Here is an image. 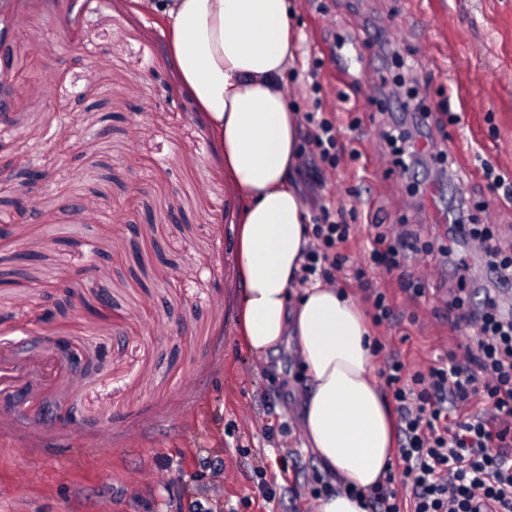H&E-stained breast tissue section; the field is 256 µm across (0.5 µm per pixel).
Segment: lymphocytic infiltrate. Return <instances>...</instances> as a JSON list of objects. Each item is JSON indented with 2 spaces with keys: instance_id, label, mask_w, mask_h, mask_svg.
Returning <instances> with one entry per match:
<instances>
[{
  "instance_id": "1",
  "label": "lymphocytic infiltrate",
  "mask_w": 512,
  "mask_h": 512,
  "mask_svg": "<svg viewBox=\"0 0 512 512\" xmlns=\"http://www.w3.org/2000/svg\"><path fill=\"white\" fill-rule=\"evenodd\" d=\"M303 125L310 153L300 164L323 177L338 167L345 147L325 113H304ZM458 230L485 253L496 281L511 285L512 255L495 244L494 225L462 224ZM358 233L344 210L320 206L299 281L332 285L351 274L371 304L373 324L392 322L395 307L387 292L373 287L369 273L397 276L402 289L421 295L420 280L404 271L409 255L420 250V238L390 224L375 225L368 266L351 268L347 249ZM465 303L464 289L448 296L449 311L473 331L460 350L424 371H406L395 355L385 362V384L398 416L396 464L368 495L346 489L349 496H363L367 512H401L398 483L410 490V512H512V319L500 314L502 297L486 296L476 311L466 310ZM476 397L482 407L474 412L470 404ZM452 411L458 414L453 422Z\"/></svg>"
}]
</instances>
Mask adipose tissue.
<instances>
[{
  "label": "adipose tissue",
  "mask_w": 512,
  "mask_h": 512,
  "mask_svg": "<svg viewBox=\"0 0 512 512\" xmlns=\"http://www.w3.org/2000/svg\"><path fill=\"white\" fill-rule=\"evenodd\" d=\"M135 2L165 20L170 55L220 137L244 204L237 263L247 347L264 357L294 344L310 378L299 414L320 469L371 489L393 459L396 431L369 326L338 288L295 291L309 238L307 207L292 182L299 116L283 88L295 59L288 0Z\"/></svg>",
  "instance_id": "obj_1"
}]
</instances>
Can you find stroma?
Segmentation results:
<instances>
[{"label": "stroma", "mask_w": 512, "mask_h": 512, "mask_svg": "<svg viewBox=\"0 0 512 512\" xmlns=\"http://www.w3.org/2000/svg\"><path fill=\"white\" fill-rule=\"evenodd\" d=\"M7 4L25 24L0 45L16 74L0 121V219L13 220L0 236V279L13 283L0 292V512H189L204 497L219 512H267L261 478L279 512H309L279 462L288 448L305 473L318 468L296 412L308 377L294 349L259 359L240 335L239 201L163 21L134 0ZM289 24V105L330 113L358 152L323 186L296 185L313 206L353 212L351 264L365 262L376 224L432 243L409 262L423 295L372 276L399 313L373 329L385 345L377 366L396 353L427 368L468 336L445 312L448 226L431 213L468 201L473 223L512 241V197L482 172L488 163L512 176V0H293ZM45 71L50 93L28 94ZM406 98L434 118L419 139L455 144L452 164L428 156L413 176L393 166L377 127ZM31 162L47 177L32 184L36 215L25 218L14 213L15 174ZM418 178L437 188L421 203L409 194ZM132 221L146 234L131 235ZM96 257L105 270L91 287ZM39 337L69 341L83 362L70 367L49 346L21 361L14 343ZM25 387L27 411L7 408ZM42 400L70 407L73 422L42 416Z\"/></svg>", "instance_id": "35a3bbf8"}]
</instances>
